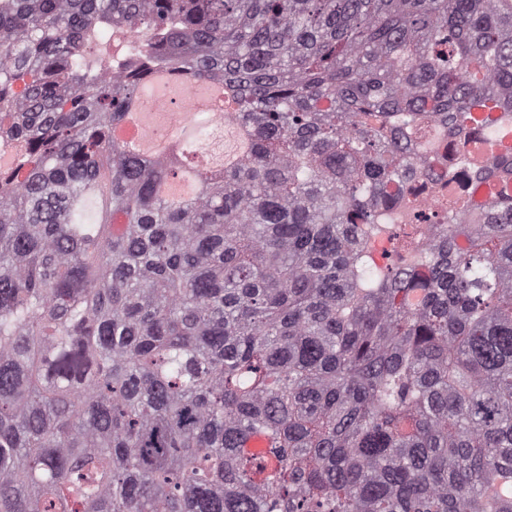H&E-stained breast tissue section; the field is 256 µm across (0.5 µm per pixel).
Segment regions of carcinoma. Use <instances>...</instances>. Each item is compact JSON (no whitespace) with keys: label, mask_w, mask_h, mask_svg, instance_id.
<instances>
[{"label":"carcinoma","mask_w":512,"mask_h":512,"mask_svg":"<svg viewBox=\"0 0 512 512\" xmlns=\"http://www.w3.org/2000/svg\"><path fill=\"white\" fill-rule=\"evenodd\" d=\"M509 139L512 0H10L0 512H512ZM199 106H207L215 102L224 101V106L230 107L231 104L227 102V99L224 97V88L220 84H209L202 86L200 89H197V97L195 99L191 96L190 98V109L191 112L197 111L196 102ZM164 109H175L179 112H185L181 114V124L185 125L189 122L192 113L189 112V102L185 97L180 98L178 101L171 104L169 101L165 103L163 106ZM160 118V113L134 110L129 113L127 120L117 131V136L130 149L137 152L154 153L161 151L166 147L164 141L150 137L143 138L140 135L141 129L148 124L159 121Z\"/></svg>","instance_id":"obj_1"}]
</instances>
